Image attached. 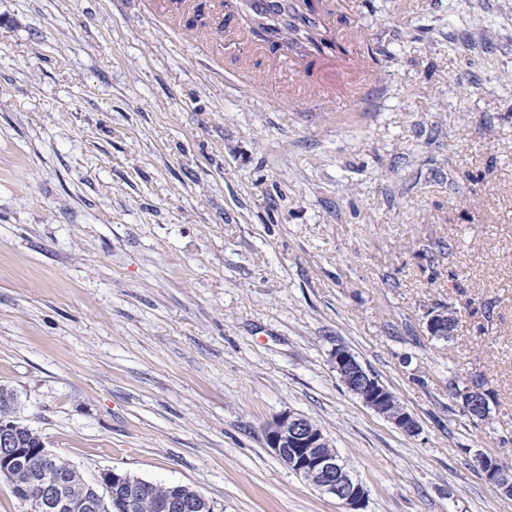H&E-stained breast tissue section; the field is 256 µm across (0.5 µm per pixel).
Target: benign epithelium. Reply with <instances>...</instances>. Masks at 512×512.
<instances>
[{
  "instance_id": "obj_1",
  "label": "benign epithelium",
  "mask_w": 512,
  "mask_h": 512,
  "mask_svg": "<svg viewBox=\"0 0 512 512\" xmlns=\"http://www.w3.org/2000/svg\"><path fill=\"white\" fill-rule=\"evenodd\" d=\"M454 318V312L448 308L434 312L427 320L428 332L439 339L452 335ZM330 363L340 381L363 405L407 434L418 433L419 425L413 415L392 391L363 368L349 350L336 348L330 355ZM486 398L485 392L477 388L464 391V410L473 418H481V404ZM264 433L267 446L291 472L321 493L336 499L344 512H365L367 488L350 474L319 426L307 417L288 410L269 420ZM24 457H30L41 465L40 469L34 471L35 490L30 497L31 512H100L102 500L111 493L115 484L126 486L127 506L135 509L153 486L150 481L131 480L120 471L107 469L99 473L94 495L79 499L70 496L66 491V478L46 469V465L54 461L55 454L43 444L33 451L26 448L17 436L12 409L4 408L0 410V473H11L17 461ZM477 462L500 493L512 496V474L504 472L487 455H478ZM155 508L159 512H214L212 502L190 491L157 501Z\"/></svg>"
}]
</instances>
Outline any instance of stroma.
<instances>
[{"instance_id": "35a3bbf8", "label": "stroma", "mask_w": 512, "mask_h": 512, "mask_svg": "<svg viewBox=\"0 0 512 512\" xmlns=\"http://www.w3.org/2000/svg\"><path fill=\"white\" fill-rule=\"evenodd\" d=\"M221 0H0V384L94 482L342 512L267 448L313 420L367 512H512V0H354L373 91L293 112ZM455 307L448 340L430 312ZM343 347L417 420L336 376ZM481 384L477 420L448 391ZM477 456V462L486 478L497 487L500 493L512 496V474L504 472L489 456L484 454Z\"/></svg>"}]
</instances>
